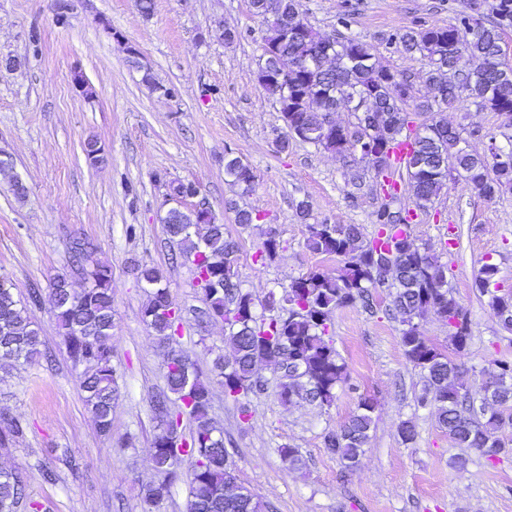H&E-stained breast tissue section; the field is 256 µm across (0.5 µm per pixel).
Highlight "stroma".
<instances>
[{
	"label": "stroma",
	"mask_w": 512,
	"mask_h": 512,
	"mask_svg": "<svg viewBox=\"0 0 512 512\" xmlns=\"http://www.w3.org/2000/svg\"><path fill=\"white\" fill-rule=\"evenodd\" d=\"M65 2L66 23L56 21ZM470 0H298L299 12L324 35L342 31L372 45L380 65L415 79L417 102L433 92L424 82L427 61L387 45L385 34L417 22L445 25ZM142 17L134 0H0V57L19 60L16 71L0 70V151L10 155L28 187L16 198L0 178V275L20 297L38 288L40 300L27 315L51 361L26 366L0 363V414L24 419V436L0 447V467L21 477L29 505L18 512H142L141 488L165 476L150 462L156 432L152 400L165 390L167 354L142 319L147 290L141 264L164 270L173 301L184 317L180 349L208 370L216 353H230L224 327L195 317L203 308L189 263L162 222L173 181L197 183L205 203L240 250L235 267L243 288L264 303L289 278L318 268L336 270V259L305 244L306 224H356L376 236L372 214L384 201L365 163L360 188L349 181L340 155L298 139L281 149L285 123L275 99L257 81L265 25L248 0H154ZM346 27H338V17ZM239 31L225 42L222 28ZM41 36L40 52L29 43ZM150 69L160 90L141 81ZM82 74L89 94L74 86ZM175 86L177 97L161 93ZM462 126L472 153L485 156L490 143H505L512 122L473 104L448 109ZM99 140L104 160L90 166L86 139ZM240 157L257 180L250 192L224 176V158ZM309 214L300 217L299 202ZM256 214L244 227L228 203ZM399 206L413 210L410 235L448 265V284L471 323L467 349L453 360L463 382L478 390L496 360L512 359V332L504 329L474 280L484 263L497 265L500 289L512 290V190L486 200L448 183L426 209H416L409 187ZM280 248L260 259L268 235ZM92 241L94 255L112 270V369L121 396L112 411V433L103 435L79 390L55 318L52 288L67 278L74 291L88 282L73 272L69 245ZM368 313L354 304L334 311L330 334L346 364V381L331 407L305 401L282 405L278 375L259 365L265 393L236 403L212 383L210 415L224 430L238 483L257 493L269 512H512V455L488 463L474 450L454 446L431 407L420 406L423 375L406 358L402 326L386 289L375 292ZM375 404L368 449L347 469L325 453V431L346 423L361 399ZM413 421L417 435L402 442L399 426ZM296 449L301 469H289L282 446ZM463 456L465 469L452 459ZM56 481H45L43 470Z\"/></svg>",
	"instance_id": "obj_1"
}]
</instances>
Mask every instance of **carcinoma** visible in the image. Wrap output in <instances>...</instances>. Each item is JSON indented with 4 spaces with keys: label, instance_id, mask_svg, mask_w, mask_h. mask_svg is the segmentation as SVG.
<instances>
[{
    "label": "carcinoma",
    "instance_id": "cac0c4a2",
    "mask_svg": "<svg viewBox=\"0 0 512 512\" xmlns=\"http://www.w3.org/2000/svg\"><path fill=\"white\" fill-rule=\"evenodd\" d=\"M250 10L266 23L263 50L271 65H261L257 80L276 99L287 128L281 148L297 138L336 154H346L354 162L364 160L351 129L336 125L323 134L329 114L340 107L348 91L370 95L369 111L356 116V125L368 137L365 145L379 155L375 177L388 201L373 214L379 226L377 236L363 239L357 224H308L306 246L315 254L343 259L334 273L311 270L293 277L281 292L271 293L257 309L252 295L242 288L235 271L238 242L224 232L222 224H207L193 210L169 209L164 217L168 234L177 239L180 255L191 263L197 286L204 295L199 311L203 322L224 325V339L231 356L217 355L212 371L224 386V396L236 401L258 395L267 383L256 375L265 363L274 372L282 371L289 359L298 372L280 379L278 397L290 405L307 400L320 408L329 407L336 389L346 379V367L329 335L330 315L335 309L361 302L373 305L372 289L390 288L393 306L403 325L401 341L407 359L425 379L419 397L423 407L431 405L439 426L448 438L462 448H471L488 460L511 454L497 431L503 413L482 403L480 416L465 415L463 407L472 394L459 375V367L447 352L434 345L421 330V322L432 313L452 328L453 349L461 352L471 340L470 322L462 306L446 285V266L428 248L409 242L408 209L391 207L399 196L392 187L397 167L391 149L403 132L413 130V151L403 163L417 208L433 202L455 173L466 187L488 200L512 188V139L503 147L490 149V157L475 155L461 146L459 128L448 124L442 112L468 101L475 106L512 118V72L504 74L491 62L503 51L504 30L512 26V0H496L493 19H482L477 31L462 12L446 26L423 25L418 29L395 32L387 44H398L408 53H419L429 63L426 82L440 97L438 106H426L428 122L410 127L408 102L414 98L411 77L382 69L375 60L372 45L353 37H329L307 27L301 39L288 34L297 13L295 0H278L279 14L269 15V0H249ZM335 57V64L313 63L299 66L303 56L313 52ZM224 173L247 191L256 181L253 168L238 157L224 161ZM76 271L92 266L90 285L73 291L65 278L53 288L56 319L74 366L82 367L79 387L99 432L112 433V408L119 399L112 361V271L93 260L92 244L76 238L70 244ZM496 266L486 263L480 269L475 287L486 293ZM140 278L148 288L149 299L143 310L147 325L159 342L170 345L182 322L181 310L171 298L162 271L144 266ZM493 313L507 329H512V293L490 297ZM272 311L268 316L265 311ZM38 331L31 327L26 304L14 293L9 279L0 277V361L24 366L40 354ZM167 391L153 400L158 431L152 442V463L173 484L187 481L191 488L189 512H263L264 504L250 489L237 483L230 455L224 448V432L209 418L211 390L186 355L171 349L165 361ZM494 387L500 396L512 401V363L504 361L499 371L482 381L479 392ZM374 402L361 400L358 412L343 426L323 436L324 451L341 460L345 467L356 466L364 454L373 425ZM195 421L190 439L177 448L167 447L169 427L180 424L183 415ZM25 426L8 419L0 431V447L23 436ZM167 486H147L142 499L146 512L164 497ZM26 499L25 486L16 472L0 468V512H17Z\"/></svg>",
    "mask_w": 512,
    "mask_h": 512
}]
</instances>
